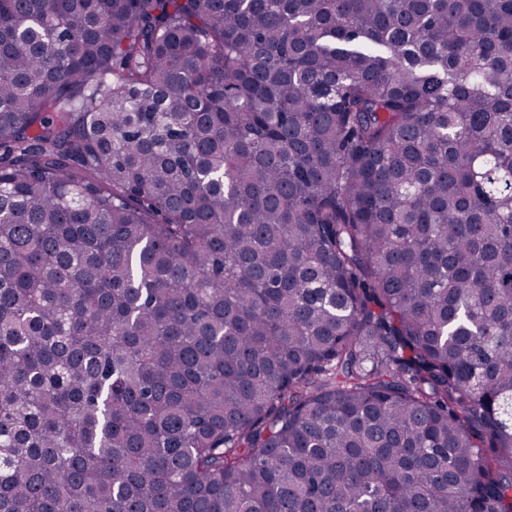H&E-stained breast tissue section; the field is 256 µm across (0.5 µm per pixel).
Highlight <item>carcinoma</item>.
Segmentation results:
<instances>
[{"mask_svg": "<svg viewBox=\"0 0 512 512\" xmlns=\"http://www.w3.org/2000/svg\"><path fill=\"white\" fill-rule=\"evenodd\" d=\"M0 512H512V0H0Z\"/></svg>", "mask_w": 512, "mask_h": 512, "instance_id": "carcinoma-1", "label": "carcinoma"}]
</instances>
